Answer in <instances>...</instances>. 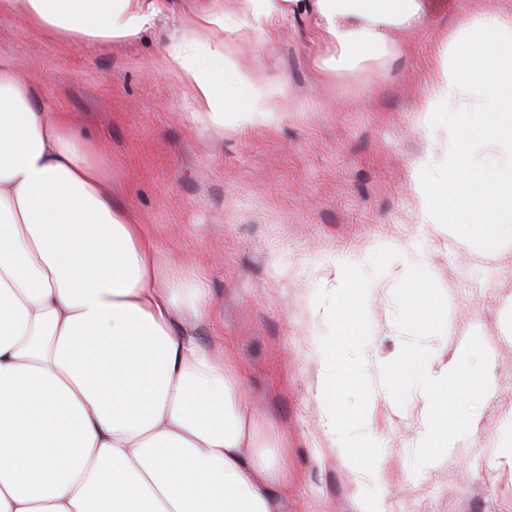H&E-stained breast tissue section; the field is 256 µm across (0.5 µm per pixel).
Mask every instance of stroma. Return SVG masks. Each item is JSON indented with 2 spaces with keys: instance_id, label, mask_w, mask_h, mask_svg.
<instances>
[{
  "instance_id": "stroma-1",
  "label": "stroma",
  "mask_w": 512,
  "mask_h": 512,
  "mask_svg": "<svg viewBox=\"0 0 512 512\" xmlns=\"http://www.w3.org/2000/svg\"><path fill=\"white\" fill-rule=\"evenodd\" d=\"M176 0L132 41L89 47L48 41L16 11L0 14V59L19 61L36 109L62 110L97 141L112 175V202L151 225L160 255L199 282L209 303L195 334L243 370L261 430L286 448L280 512H512V236L473 232L446 212L423 215L411 163L428 154L427 178L448 181L458 143L455 107L423 118L418 104L458 16L512 14V0H443L429 25L394 35V52L361 75L323 67L330 53L312 16L247 28L240 36L187 32L190 50L224 80L223 129L201 121L192 94L165 64L199 3ZM223 41V57L212 56ZM234 59L280 89L281 120L240 124L247 93L224 67ZM354 262L370 284L360 315L337 313V268ZM366 336L369 361L413 342L443 361L461 347L484 380L480 394L448 382L454 401L424 406L412 377L335 378L333 412L358 438L333 448L318 396L317 348ZM479 417L473 447H424L432 419Z\"/></svg>"
}]
</instances>
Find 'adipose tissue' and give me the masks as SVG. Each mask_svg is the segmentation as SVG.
<instances>
[{
  "label": "adipose tissue",
  "instance_id": "ef3b65f1",
  "mask_svg": "<svg viewBox=\"0 0 512 512\" xmlns=\"http://www.w3.org/2000/svg\"><path fill=\"white\" fill-rule=\"evenodd\" d=\"M203 8L189 28L236 32L249 21L310 12L331 47L330 71L358 73L389 53L392 31L421 27L434 0H238ZM53 40L101 44L154 27L169 0H0ZM445 63L420 100L431 117L462 113L460 144L512 145V15L465 14L443 40ZM165 60L191 89L203 119L224 126V86L172 38ZM21 66L0 61V512H279L288 474L270 454L223 349L195 336L205 314L158 262L149 225L112 203L93 142L68 113L35 110ZM248 91L242 123L269 127L274 90L236 76ZM482 88L497 103L470 113ZM444 193L429 190L424 158L412 163L423 214L447 206L457 222L480 213L486 232H512V161L472 172L448 158ZM412 373L423 402L437 399L457 363L437 366L413 346L382 367L385 382Z\"/></svg>",
  "mask_w": 512,
  "mask_h": 512
}]
</instances>
